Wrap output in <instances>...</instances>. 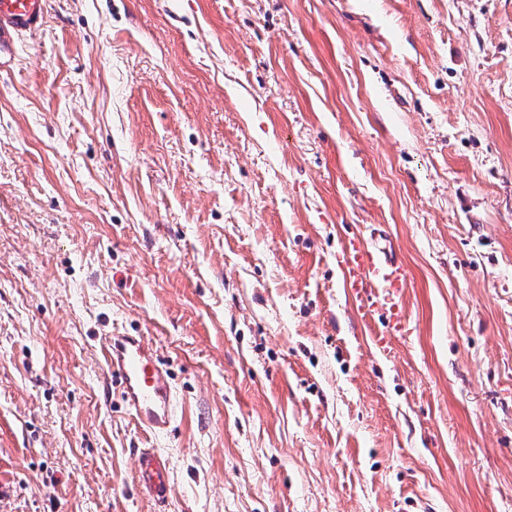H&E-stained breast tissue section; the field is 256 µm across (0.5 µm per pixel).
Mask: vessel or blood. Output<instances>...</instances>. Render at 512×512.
<instances>
[{"mask_svg":"<svg viewBox=\"0 0 512 512\" xmlns=\"http://www.w3.org/2000/svg\"><path fill=\"white\" fill-rule=\"evenodd\" d=\"M47 11L48 0H0V61L9 55L17 36L43 25ZM343 263L364 314L381 311L387 316L390 330L376 339L380 347H387L392 335L402 330L405 265L390 245L359 241L346 248ZM102 348L107 371L140 428L152 436L166 433L176 416L177 398L154 344L143 336L123 334L104 337ZM137 478L158 512H165L172 495L167 456L154 448L138 449Z\"/></svg>","mask_w":512,"mask_h":512,"instance_id":"obj_1","label":"vessel or blood"}]
</instances>
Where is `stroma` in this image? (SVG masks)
I'll return each mask as SVG.
<instances>
[{"label": "stroma", "instance_id": "1", "mask_svg": "<svg viewBox=\"0 0 512 512\" xmlns=\"http://www.w3.org/2000/svg\"><path fill=\"white\" fill-rule=\"evenodd\" d=\"M49 2L0 66V512H155L140 448L168 512H512V0ZM343 263L350 276L349 288L360 295L365 315L382 311L390 330L375 336L376 343L387 348L391 337L402 330V288L408 281V271L390 245L352 241L343 253ZM108 373L122 398L147 434H163L177 410V398L168 370L157 348L145 336L110 335L102 341ZM136 455L142 492L153 502L157 512H165L172 495L167 456L155 448H140Z\"/></svg>", "mask_w": 512, "mask_h": 512}]
</instances>
